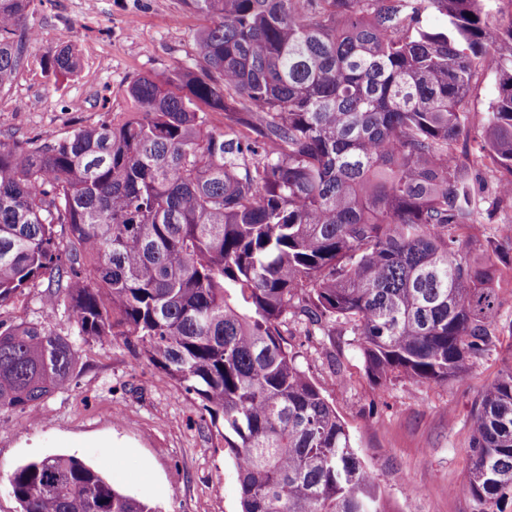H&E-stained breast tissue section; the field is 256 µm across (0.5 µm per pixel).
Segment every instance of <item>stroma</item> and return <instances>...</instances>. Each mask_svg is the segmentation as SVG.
Returning <instances> with one entry per match:
<instances>
[{"label":"stroma","mask_w":512,"mask_h":512,"mask_svg":"<svg viewBox=\"0 0 512 512\" xmlns=\"http://www.w3.org/2000/svg\"><path fill=\"white\" fill-rule=\"evenodd\" d=\"M40 31L9 91L0 94V139H59L72 130L127 109V85L142 75L163 76L192 64L203 16L183 0H43L32 18ZM78 59L74 75L45 72L42 57L59 45ZM497 85L476 74L466 105L469 149L477 151ZM482 199L467 231L476 251L502 246L496 263L512 269V204L501 201L500 174L473 173ZM39 280L0 306V318L50 321ZM502 308L493 345L461 380L418 384L394 379L374 385L353 335L337 324L323 349L301 324L283 339L307 376L349 431L359 456L373 468L387 512H475L466 489L474 409L480 392L512 366V288L499 291ZM76 383L37 407L39 420L0 412V512H19L7 476L17 466L53 454L78 457L117 490L157 512H239L236 473L223 442L193 396L148 365L139 344L81 343Z\"/></svg>","instance_id":"35a3bbf8"}]
</instances>
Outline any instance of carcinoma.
I'll list each match as a JSON object with an SVG mask.
<instances>
[{"label": "carcinoma", "instance_id": "obj_1", "mask_svg": "<svg viewBox=\"0 0 512 512\" xmlns=\"http://www.w3.org/2000/svg\"><path fill=\"white\" fill-rule=\"evenodd\" d=\"M489 2L183 0L207 19L193 65L136 78L127 111L61 139H0V307L45 279L42 307L64 306L82 341L140 344L208 414L240 512H386L282 327L350 325L378 386L457 380L493 343L501 272L465 235L470 169L502 173L512 201V17ZM34 11L0 0V92ZM429 11L448 26L423 25ZM489 57L481 150L460 152ZM77 65L67 45L45 70ZM75 363L49 324L0 319V411L34 414ZM468 457L477 512H504L512 367L480 395ZM8 484L21 512H156L69 455Z\"/></svg>", "mask_w": 512, "mask_h": 512}]
</instances>
